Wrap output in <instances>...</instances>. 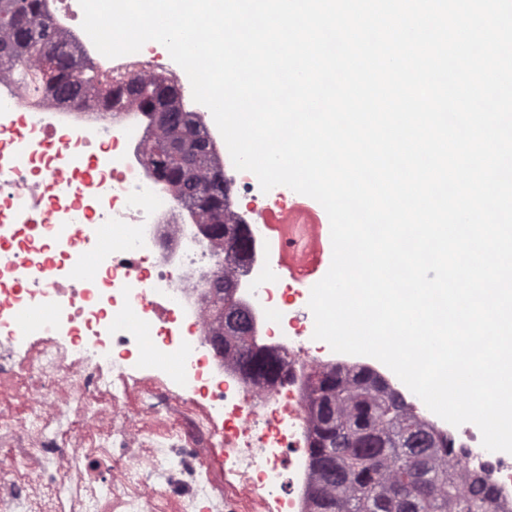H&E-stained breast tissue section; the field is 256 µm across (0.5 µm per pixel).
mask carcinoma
I'll return each instance as SVG.
<instances>
[{"label": "carcinoma", "mask_w": 512, "mask_h": 512, "mask_svg": "<svg viewBox=\"0 0 512 512\" xmlns=\"http://www.w3.org/2000/svg\"><path fill=\"white\" fill-rule=\"evenodd\" d=\"M41 0H0V68L13 71L28 93L60 98L76 89L78 100L91 94L103 102L126 93L146 112L167 109L184 117V124L157 120L159 132L149 154L153 169L171 186L192 184L195 195L184 205L198 211L212 238L227 247V259L244 252L246 236L240 225L224 221V180L215 175V162L191 114L179 104V90L163 78H133L125 91L97 74L85 73L66 40L51 25L42 24ZM200 154L191 178L184 171L185 157ZM212 289V312L220 326V347L235 355L243 373L256 381L279 376L283 360L251 342V328L224 327V312L236 307L232 284ZM334 397L330 420L322 403ZM308 402L313 416L311 456L315 483L310 489L313 512H494L488 478L477 475L463 484L465 466L448 461L453 454L448 439L434 433L390 392L386 383L366 367L333 368L316 373L309 384ZM410 433L430 438L426 448H406ZM336 439V447L328 440Z\"/></svg>", "instance_id": "obj_1"}]
</instances>
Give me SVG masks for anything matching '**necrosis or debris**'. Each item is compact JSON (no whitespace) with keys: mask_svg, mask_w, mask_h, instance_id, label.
I'll return each mask as SVG.
<instances>
[{"mask_svg":"<svg viewBox=\"0 0 512 512\" xmlns=\"http://www.w3.org/2000/svg\"><path fill=\"white\" fill-rule=\"evenodd\" d=\"M45 15L77 59L112 85L166 78L205 135L227 187V208L252 251L232 270L147 150L150 114L25 95L0 77V120L22 116L24 141L0 138V512H159L182 471L194 478L181 512L224 474L233 512H310L308 379L351 366L313 337L297 276L275 265L264 214L295 203L237 170L185 71L155 48L108 58L82 28L79 0H45ZM113 227L111 250L101 231ZM95 259L86 278L77 259ZM229 274L257 347L285 354L281 378L255 383L212 343L211 285ZM140 315L138 326L123 319ZM179 346L180 367L147 368L142 335ZM423 418L451 439L469 471L490 473L495 512H512V454L490 452L471 423Z\"/></svg>","mask_w":512,"mask_h":512,"instance_id":"4bbe7bcc","label":"necrosis or debris"}]
</instances>
